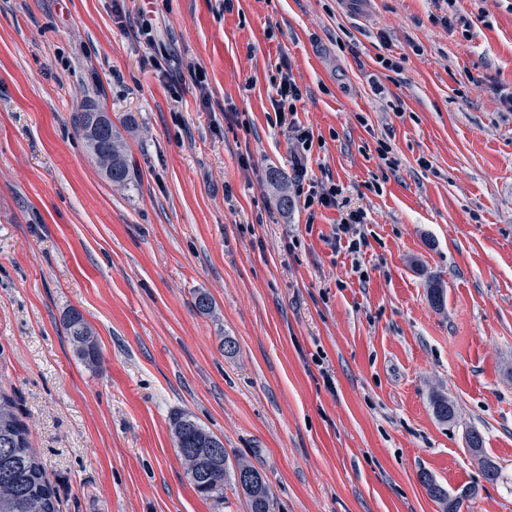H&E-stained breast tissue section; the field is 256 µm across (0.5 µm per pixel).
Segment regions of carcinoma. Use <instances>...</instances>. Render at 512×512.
<instances>
[{"instance_id":"1","label":"carcinoma","mask_w":512,"mask_h":512,"mask_svg":"<svg viewBox=\"0 0 512 512\" xmlns=\"http://www.w3.org/2000/svg\"><path fill=\"white\" fill-rule=\"evenodd\" d=\"M97 104L89 101L74 113L73 121L79 130L88 153L102 168L112 185L126 188L133 183V172L127 144L120 131L112 138L92 141L87 131L96 113ZM270 183L279 193V205L286 211L292 206L287 183L279 172L270 174ZM66 331L76 355L86 363L98 362L99 351L92 331L82 315L73 311L66 320ZM173 437L179 459L190 455L194 467L186 471L190 483L202 496L211 497L224 492V483L231 479L242 485L249 512H271L270 488L262 473L252 464L238 459L231 462L224 452V442L205 429L193 416L182 414L173 420ZM26 425L19 418L14 400L0 393V512H59L54 490L47 480L34 449ZM251 472V483H239L238 476ZM421 484L436 501L448 498V490L434 483L427 472L419 474Z\"/></svg>"}]
</instances>
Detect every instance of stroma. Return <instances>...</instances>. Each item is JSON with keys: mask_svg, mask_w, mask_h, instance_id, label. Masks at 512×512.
I'll return each instance as SVG.
<instances>
[{"mask_svg": "<svg viewBox=\"0 0 512 512\" xmlns=\"http://www.w3.org/2000/svg\"><path fill=\"white\" fill-rule=\"evenodd\" d=\"M224 2L0 0V391L60 512H249L234 485L193 489L186 413L271 512H441L423 471L476 487L461 512H512V0ZM88 100L135 119L130 188L83 146ZM272 168L340 184L361 254L334 247L338 208L281 211ZM277 95L279 98L275 99L274 109L279 124L287 125V129L289 128L294 133L295 140L301 145L302 151L304 153L309 152L312 146V132L304 127L297 126L293 118L288 121V116L294 117L296 114V102L302 98L300 88L288 73L281 77L277 87ZM66 331L76 355L86 363L98 362L99 351L92 331L78 311H72L66 320Z\"/></svg>", "mask_w": 512, "mask_h": 512, "instance_id": "35a3bbf8", "label": "stroma"}]
</instances>
